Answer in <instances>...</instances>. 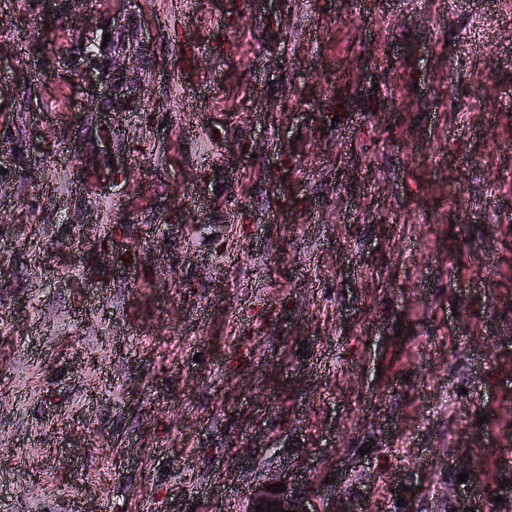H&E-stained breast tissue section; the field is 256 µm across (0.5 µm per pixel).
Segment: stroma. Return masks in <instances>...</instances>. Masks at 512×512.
Segmentation results:
<instances>
[{
	"mask_svg": "<svg viewBox=\"0 0 512 512\" xmlns=\"http://www.w3.org/2000/svg\"><path fill=\"white\" fill-rule=\"evenodd\" d=\"M0 155V512H512V0H0ZM268 485H271V491H267ZM277 487V483L263 481L251 486L250 501L251 504L260 503L267 500L271 495H276L277 512L283 508L284 512H313L310 498L298 491L272 493V489Z\"/></svg>",
	"mask_w": 512,
	"mask_h": 512,
	"instance_id": "obj_1",
	"label": "stroma"
}]
</instances>
